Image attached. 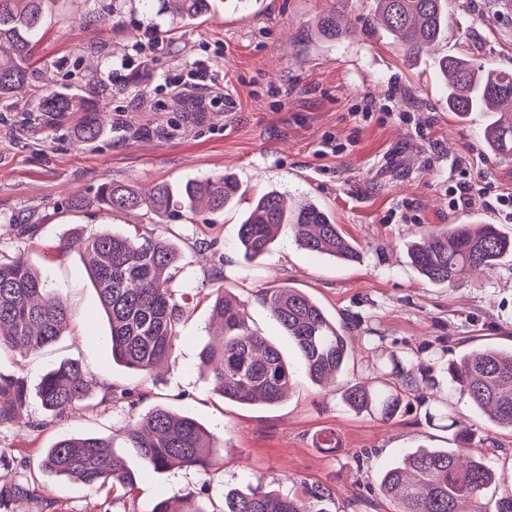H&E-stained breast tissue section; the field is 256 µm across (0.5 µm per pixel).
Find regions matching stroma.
<instances>
[{
    "instance_id": "35a3bbf8",
    "label": "stroma",
    "mask_w": 512,
    "mask_h": 512,
    "mask_svg": "<svg viewBox=\"0 0 512 512\" xmlns=\"http://www.w3.org/2000/svg\"><path fill=\"white\" fill-rule=\"evenodd\" d=\"M98 1L112 5V16L85 24V13ZM213 3L206 17L182 26L161 14L157 0H51L38 68L59 90L78 93L85 84L96 85L94 103L107 114L92 143L79 141L84 113L56 121L33 102L0 105V253L24 254L73 318L70 332L54 345L23 355L1 350L0 371L33 386L49 367L74 359L96 380L81 407L52 416L31 401L20 424L0 429V453L33 463L67 434L101 436L123 451L137 476L132 491L42 474L35 489L39 500L50 502L49 512H152L176 494L208 500L217 512L226 488L259 480L284 494L325 489L326 500L312 501V512H396L379 492L378 474L409 449L453 447L448 430L428 421L444 401L466 415L474 444L494 469L512 474V433L494 429L486 414L459 399L447 372L451 360L471 349L512 348V256L450 286L423 281L406 256L407 242L422 231L498 222L485 208L448 207L451 160L469 159L472 173L499 190L512 189V158L486 152L485 113L449 111L437 68L440 56L475 48L512 71V13L493 0H448L452 21L436 51L409 59L384 31L364 34L368 9L358 2L349 13L353 34L306 46L300 36L313 30L332 0ZM150 29L161 32V45L142 64L113 71ZM198 59L222 81L221 108L175 104L159 89L165 76ZM394 85L412 123L378 112L352 121L363 98H384ZM420 126L426 137L417 136ZM330 136L346 144V152L321 154ZM224 173L236 176L243 195L219 213L201 208L188 215L177 207L159 224L143 210L109 216L93 208L70 210L72 199L94 196L106 181L147 189ZM270 188L317 199L361 245L359 262L340 264L303 250L287 228L264 255L245 259L239 224L254 196ZM21 224L35 225V239L18 234ZM103 230L160 236L183 254L173 288L184 322L172 354L153 372L113 363L86 259L78 250L58 248L60 241ZM281 284L314 297L349 337L353 354L345 380L383 381L379 360L391 354L405 369L428 368V380L406 390L401 415L382 421L355 413L339 391L306 377L293 344L253 301L257 289ZM219 286L247 301L251 328L287 358L293 382L281 403L222 399L200 369L198 353L216 332L209 294ZM109 387L115 397L106 402L102 394ZM158 404L194 415L223 440L209 472H150L126 451L127 424ZM326 432L336 437L334 451L318 444Z\"/></svg>"
}]
</instances>
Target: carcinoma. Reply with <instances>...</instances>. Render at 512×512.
I'll use <instances>...</instances> for the list:
<instances>
[{
	"instance_id": "1",
	"label": "carcinoma",
	"mask_w": 512,
	"mask_h": 512,
	"mask_svg": "<svg viewBox=\"0 0 512 512\" xmlns=\"http://www.w3.org/2000/svg\"><path fill=\"white\" fill-rule=\"evenodd\" d=\"M49 0H0V101H8L33 85V59L44 29ZM161 9L180 23H192L210 13V0H160ZM373 19L408 57L441 41L448 30V0H369ZM318 37L334 41L346 30L336 10L317 23ZM439 77L448 91V111L465 115L489 112L483 133L486 151L512 157V73L486 58L467 53L446 55ZM38 111L53 116L87 113L81 129L84 141L95 139L101 124L89 97L52 88L39 90ZM241 195L235 176L226 174L189 180L176 186L159 185L141 191L134 185L105 182L93 198H77L72 211L89 207L110 215L145 209L163 222L174 202L187 211L203 203L222 211ZM291 224L297 245L340 262L360 259L359 244L345 236L330 212L311 198L284 207L282 194L268 190L257 195L239 224L238 242L244 256H262L279 229ZM80 248L89 257V278L107 318L106 336L112 361L132 371H148L168 357L179 337L183 310L171 288L182 255L171 242L142 235L104 231L84 238ZM407 257L428 282L451 285L471 271H488L512 254V236L496 224H448L420 234L407 243ZM211 307L223 324L224 339L210 343L199 354L212 376L214 391L243 404L275 405L286 397L292 372L280 348L253 331L245 304L227 297L219 286L212 290ZM256 301L300 352L308 379L319 385L336 380L349 359L346 337L322 307L299 288L279 285L263 288ZM71 312L51 293L40 271L23 255L0 254V347L37 351L58 342L69 332ZM451 384L471 406L490 413L494 428L512 431V351L485 347L468 352L448 366ZM95 385L92 375L76 360H66L44 374L36 396L47 412L79 405ZM30 398L24 378L0 372V427L14 425ZM351 410L395 418L403 407L402 392L390 385L354 383L343 391ZM430 422L451 432L456 448L420 447L405 454L379 475V491L395 500L398 512H487L485 492L494 489L493 512H512V480L497 473L486 455L471 447L472 429L466 416L440 407L428 414ZM127 447L148 469L162 472L174 466L208 471L219 447L218 439L195 417L156 406L144 418L128 425ZM14 460L0 454V512L32 497L33 477H17ZM42 471L88 487L109 484L132 489L135 480L123 457L103 438L74 435L62 438L42 453ZM320 499V489L308 497L284 495L261 486L224 493L219 512H311L307 498ZM154 512H210L197 506L187 510L182 499L165 498Z\"/></svg>"
}]
</instances>
